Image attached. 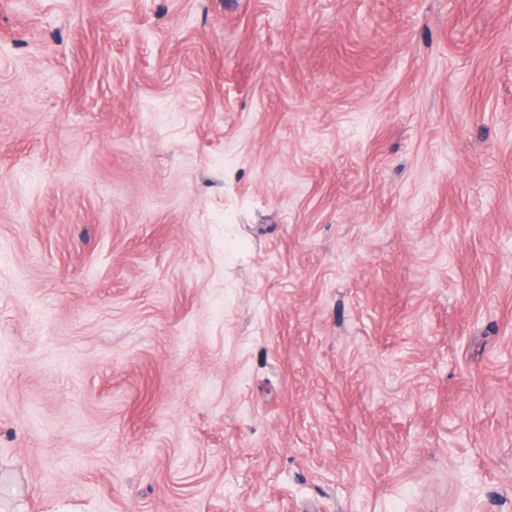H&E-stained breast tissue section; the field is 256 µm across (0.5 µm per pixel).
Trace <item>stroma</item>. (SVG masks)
<instances>
[{
  "instance_id": "1",
  "label": "stroma",
  "mask_w": 512,
  "mask_h": 512,
  "mask_svg": "<svg viewBox=\"0 0 512 512\" xmlns=\"http://www.w3.org/2000/svg\"><path fill=\"white\" fill-rule=\"evenodd\" d=\"M0 505L512 512V0H0Z\"/></svg>"
}]
</instances>
